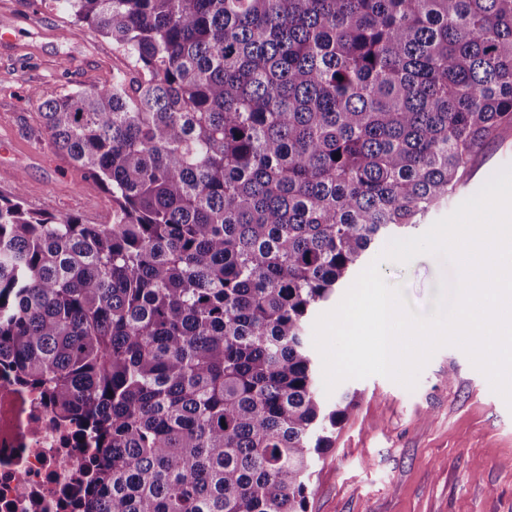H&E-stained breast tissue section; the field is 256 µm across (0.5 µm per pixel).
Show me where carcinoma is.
<instances>
[{
  "label": "carcinoma",
  "instance_id": "carcinoma-1",
  "mask_svg": "<svg viewBox=\"0 0 512 512\" xmlns=\"http://www.w3.org/2000/svg\"><path fill=\"white\" fill-rule=\"evenodd\" d=\"M48 5L129 61L34 93L112 223L0 194V370L102 449L82 512H307L309 318L512 129V0Z\"/></svg>",
  "mask_w": 512,
  "mask_h": 512
}]
</instances>
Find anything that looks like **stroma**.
Masks as SVG:
<instances>
[{
  "mask_svg": "<svg viewBox=\"0 0 512 512\" xmlns=\"http://www.w3.org/2000/svg\"><path fill=\"white\" fill-rule=\"evenodd\" d=\"M124 57L99 32L75 25L40 0H0V193L25 186L29 208L112 221V200L46 138H34L39 109L32 91L50 96L100 85ZM512 164V131L475 157L472 176L423 220L430 228ZM385 281L412 310H435L441 278L454 267L431 255L380 261ZM357 405L314 465L308 512H512V407L458 347L439 348L414 389L380 375L348 379L337 395Z\"/></svg>",
  "mask_w": 512,
  "mask_h": 512,
  "instance_id": "stroma-1",
  "label": "stroma"
}]
</instances>
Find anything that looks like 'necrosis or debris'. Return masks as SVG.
<instances>
[{
  "mask_svg": "<svg viewBox=\"0 0 512 512\" xmlns=\"http://www.w3.org/2000/svg\"><path fill=\"white\" fill-rule=\"evenodd\" d=\"M39 391L0 373V512H74L95 448Z\"/></svg>",
  "mask_w": 512,
  "mask_h": 512,
  "instance_id": "4bbe7bcc",
  "label": "necrosis or debris"
}]
</instances>
